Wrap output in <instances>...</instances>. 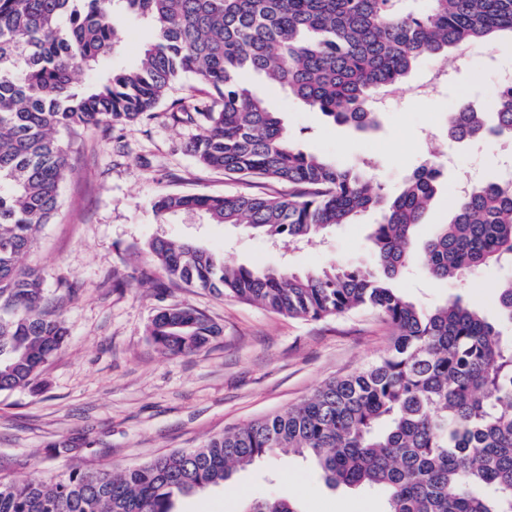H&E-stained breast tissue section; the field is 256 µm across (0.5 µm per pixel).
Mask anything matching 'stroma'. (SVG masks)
Segmentation results:
<instances>
[{
  "instance_id": "stroma-1",
  "label": "stroma",
  "mask_w": 512,
  "mask_h": 512,
  "mask_svg": "<svg viewBox=\"0 0 512 512\" xmlns=\"http://www.w3.org/2000/svg\"><path fill=\"white\" fill-rule=\"evenodd\" d=\"M113 68L137 63L151 37L146 23L123 18ZM443 57L420 61L399 89L396 110L380 116L365 134L329 123L282 89L252 78L255 92L280 114L293 143L342 166L362 161L384 192L425 160L443 163L442 185L416 229L429 239L453 214L457 187L470 175L496 180L512 154L498 142L455 143L445 135L448 110L468 98L485 110L494 106V71L481 66L453 72L445 83L416 96ZM185 77L150 117L124 128L87 130L71 138L61 184V208L43 225L25 265L35 267L70 340L43 367L36 383L0 392V462L26 478L31 465L56 476L101 468L120 472L181 448H194L224 430L288 408L309 398L329 379L366 366L383 355L390 326L378 315L355 310L322 320L288 318L200 288L169 281L146 250L155 238L195 242L247 267L310 271L330 264L366 265L377 213L341 224L323 238L291 245L230 224H212L199 213L158 218L151 206L160 194L224 195L277 192L204 167L188 151L199 120L176 122L171 104L206 101ZM512 266L495 265L465 288L430 277L419 262L393 281L416 305L432 309L455 296L487 318L497 317L500 281ZM190 307L221 330L188 355L161 352L146 329L162 309ZM70 441L67 455L47 458L49 445ZM275 496L298 502L302 512H384L377 489L328 487L316 466L299 456L266 459L237 470L224 485L177 500L176 512H243L255 499Z\"/></svg>"
}]
</instances>
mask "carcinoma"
Wrapping results in <instances>:
<instances>
[{
  "mask_svg": "<svg viewBox=\"0 0 512 512\" xmlns=\"http://www.w3.org/2000/svg\"><path fill=\"white\" fill-rule=\"evenodd\" d=\"M0 0V392L28 386L64 345L61 316L45 307L43 278L20 264L59 206L68 167L61 132L133 125L187 75L211 89L195 108L202 132L188 150L204 166L302 193L164 194L163 218L203 213L271 237L312 239L375 211L380 271L330 266L315 273L224 262L196 243L155 238L148 252L166 278L216 290L292 318L321 320L368 309L393 329L386 353L320 385L302 403L224 431L198 448L110 470L0 475V512H173L176 499L273 457L310 459L332 488L385 491V512H512V278L492 322L460 298L425 311L390 281L410 263V238L439 189L427 162L392 196L363 172L298 149L279 113L241 81L252 72L308 108L358 132L379 126L378 96L419 60L512 34V0ZM154 32L139 63L102 72L78 90L79 72L112 59L122 15ZM448 139H512V87L497 89L493 120L470 102L448 117ZM512 260V184L474 185L419 252L437 280L465 281ZM220 329L188 307L159 311L147 335L185 355ZM245 512H299L285 498Z\"/></svg>",
  "mask_w": 512,
  "mask_h": 512,
  "instance_id": "cac0c4a2",
  "label": "carcinoma"
}]
</instances>
